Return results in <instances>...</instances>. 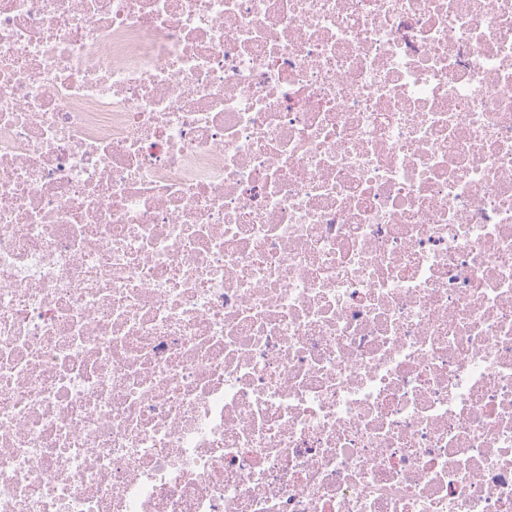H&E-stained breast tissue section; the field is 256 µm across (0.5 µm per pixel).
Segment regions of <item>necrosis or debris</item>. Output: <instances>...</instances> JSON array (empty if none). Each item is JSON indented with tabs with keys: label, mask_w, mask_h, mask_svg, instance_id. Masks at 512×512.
<instances>
[{
	"label": "necrosis or debris",
	"mask_w": 512,
	"mask_h": 512,
	"mask_svg": "<svg viewBox=\"0 0 512 512\" xmlns=\"http://www.w3.org/2000/svg\"><path fill=\"white\" fill-rule=\"evenodd\" d=\"M0 512H512V0H0Z\"/></svg>",
	"instance_id": "necrosis-or-debris-1"
}]
</instances>
